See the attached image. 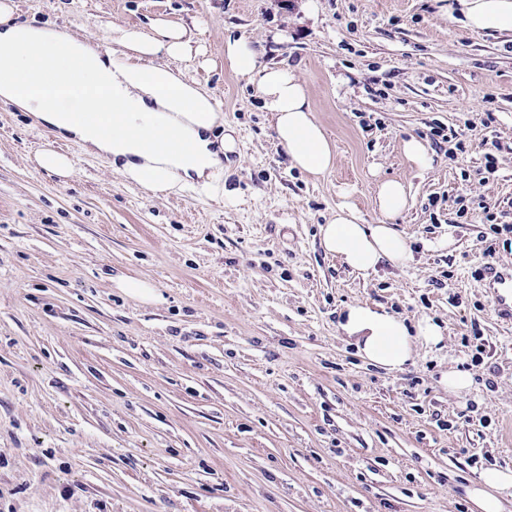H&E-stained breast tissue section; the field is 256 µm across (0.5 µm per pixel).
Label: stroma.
<instances>
[{"label": "stroma", "mask_w": 512, "mask_h": 512, "mask_svg": "<svg viewBox=\"0 0 512 512\" xmlns=\"http://www.w3.org/2000/svg\"><path fill=\"white\" fill-rule=\"evenodd\" d=\"M450 2L15 0V21L95 38L199 18L214 67H171L222 101L239 199L152 194L73 143L58 177L35 161L58 139L0 107V512H474L467 486L512 469V323L478 277L512 263V233L485 220L512 214V151L484 169L492 141L512 144V40L464 29ZM228 34L294 67L330 171L290 167L255 84L223 65ZM435 125L465 152L432 144ZM412 137L430 169L407 159ZM386 179L410 193L395 224L414 260L363 277L319 227L345 201L382 223ZM357 302L445 339L387 371L338 327ZM455 367L470 391L443 384ZM117 288H121L127 295L143 302H157L161 298L150 282L136 278L120 277L117 281Z\"/></svg>", "instance_id": "35a3bbf8"}]
</instances>
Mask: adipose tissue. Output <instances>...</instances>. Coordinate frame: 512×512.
<instances>
[{
  "mask_svg": "<svg viewBox=\"0 0 512 512\" xmlns=\"http://www.w3.org/2000/svg\"><path fill=\"white\" fill-rule=\"evenodd\" d=\"M457 2L471 31L512 35V0ZM14 11L13 0H0V103L29 113L35 124L107 160L152 193L234 198L222 177L224 157L235 151L236 142L231 131L215 132L222 103L169 66L192 56L186 24L161 18L146 30L116 24L112 46L104 50L64 27L15 22ZM224 64L256 82L264 109L275 117L276 139L294 167L311 174L332 168L333 149L305 84L289 65L262 64L246 38L230 35L224 38ZM157 118L177 130L178 152L153 148ZM376 204L384 223H359L353 205L344 202L320 227L325 252L364 275L413 260L405 236L391 223L409 206L403 183H379ZM339 326L366 359L390 370L410 362L416 345H440L445 333L431 319L410 326L401 316L369 304L346 306ZM466 492L478 512H504L512 498V470L485 471Z\"/></svg>",
  "mask_w": 512,
  "mask_h": 512,
  "instance_id": "ef3b65f1",
  "label": "adipose tissue"
}]
</instances>
